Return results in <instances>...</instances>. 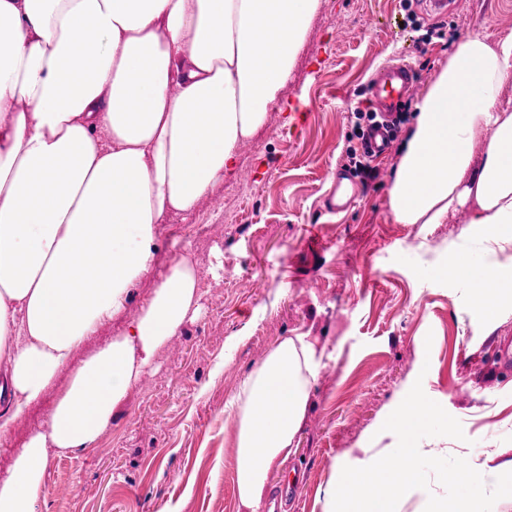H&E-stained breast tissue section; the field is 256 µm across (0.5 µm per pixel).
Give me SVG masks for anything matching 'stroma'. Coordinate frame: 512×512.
<instances>
[{
  "label": "stroma",
  "mask_w": 512,
  "mask_h": 512,
  "mask_svg": "<svg viewBox=\"0 0 512 512\" xmlns=\"http://www.w3.org/2000/svg\"><path fill=\"white\" fill-rule=\"evenodd\" d=\"M457 5L470 31L489 41L512 33V0ZM459 37L452 19L434 18L423 0H320L279 100L240 147L236 171L193 213L161 226L157 266L191 256L199 316L158 353L95 447L51 456L38 512H237L234 425L224 405L286 336H309L331 354L289 460L297 492L288 512H322L324 489L354 449L386 447L379 428L419 368L440 413L419 442L442 451V467L484 459L490 448L512 459V372L493 362L496 339L512 335V304L484 318L464 284L426 275L461 248L498 263L512 260V248L477 242L465 208L443 224L394 223L386 205L394 150L379 158L376 179L357 180L348 212L327 201L347 148L358 143L355 114L368 106L371 75L402 56L423 90ZM156 281L152 274L137 283L124 315L89 337L76 360L119 334ZM69 378L62 370L0 436V478Z\"/></svg>",
  "instance_id": "35a3bbf8"
}]
</instances>
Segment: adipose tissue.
<instances>
[{"label":"adipose tissue","mask_w":512,"mask_h":512,"mask_svg":"<svg viewBox=\"0 0 512 512\" xmlns=\"http://www.w3.org/2000/svg\"><path fill=\"white\" fill-rule=\"evenodd\" d=\"M320 0H0V435L65 367L73 372L0 481V512H36L51 452L77 455L156 353L199 312L188 257L170 261L123 331L73 364L123 314L153 268L163 216L186 214L235 168L267 120ZM512 34L458 40L427 82L400 146L387 207L399 224H442L468 208L475 237L512 244ZM484 143L482 158L474 146ZM431 276L462 282L492 318L512 299V265L450 252ZM284 337L225 404L236 424L241 512H259L269 475L294 451L323 366ZM436 412L415 377L384 430L392 457L364 448L326 488V512H489L512 500V460L442 469L419 434ZM437 473L452 493L434 494Z\"/></svg>","instance_id":"ef3b65f1"}]
</instances>
